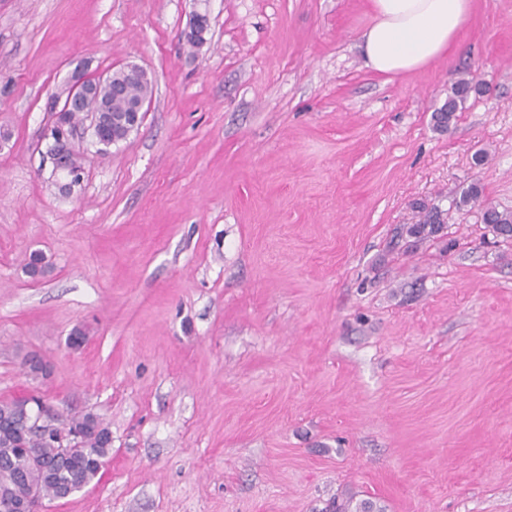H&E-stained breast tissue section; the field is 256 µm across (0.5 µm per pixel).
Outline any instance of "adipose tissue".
Returning a JSON list of instances; mask_svg holds the SVG:
<instances>
[{
    "mask_svg": "<svg viewBox=\"0 0 512 512\" xmlns=\"http://www.w3.org/2000/svg\"><path fill=\"white\" fill-rule=\"evenodd\" d=\"M471 0H371L361 47L377 73L410 72L437 60L463 28Z\"/></svg>",
    "mask_w": 512,
    "mask_h": 512,
    "instance_id": "1",
    "label": "adipose tissue"
}]
</instances>
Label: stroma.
Masks as SVG:
<instances>
[{
	"label": "stroma",
	"mask_w": 512,
	"mask_h": 512,
	"mask_svg": "<svg viewBox=\"0 0 512 512\" xmlns=\"http://www.w3.org/2000/svg\"><path fill=\"white\" fill-rule=\"evenodd\" d=\"M372 21L370 0H0V402L112 433L46 512H512V239L458 203L477 182L512 211V0H472L446 55L394 76L366 64ZM127 65L144 119L84 143L62 196L52 102ZM463 77L480 91L436 131ZM420 203L444 222L414 238Z\"/></svg>",
	"instance_id": "1"
}]
</instances>
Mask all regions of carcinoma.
<instances>
[{"instance_id":"obj_1","label":"carcinoma","mask_w":512,"mask_h":512,"mask_svg":"<svg viewBox=\"0 0 512 512\" xmlns=\"http://www.w3.org/2000/svg\"><path fill=\"white\" fill-rule=\"evenodd\" d=\"M121 84L124 94L116 95L112 85ZM473 80L461 78L457 80L448 93V100L435 112L434 121L437 129L444 131L456 120L457 112L463 109L464 103L473 92ZM152 93V82L143 73L136 79L129 78L122 70L112 74V82L99 84L95 88V102L106 107L99 113L97 132L101 147L105 153L112 146V139L122 141L130 133L128 127L120 123H112V117L126 113L129 105L138 100H146ZM482 188L479 183L470 184L463 192L460 203H482V211L490 218L494 233L512 232V212L499 210L497 207L481 202ZM419 209L422 219L408 229L411 236L420 237L425 233H433L443 223L441 211L436 208ZM65 431H76L83 437V445L91 449L87 455L78 454L65 461L62 467L47 474L31 465L33 459L50 460L57 456L55 448L48 440L33 432L28 419L17 408L16 400L11 399L0 403V504L7 498L4 492L9 488L35 485L48 499L58 498L64 489L86 486L91 483L106 464V458L112 450V437L108 427L94 414L87 413L70 419L65 423Z\"/></svg>"}]
</instances>
